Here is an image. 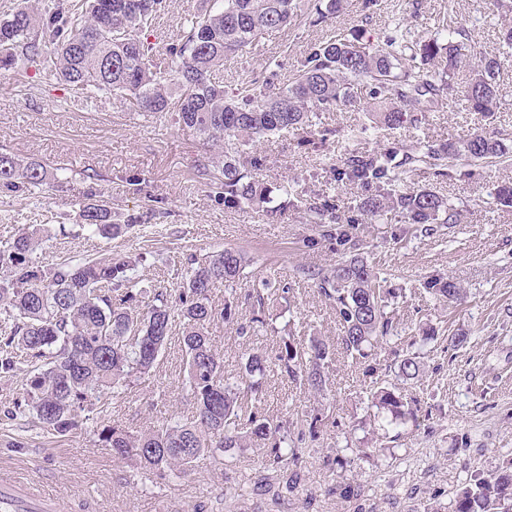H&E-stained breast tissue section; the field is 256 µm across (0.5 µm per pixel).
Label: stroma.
I'll return each mask as SVG.
<instances>
[{
  "label": "stroma",
  "mask_w": 512,
  "mask_h": 512,
  "mask_svg": "<svg viewBox=\"0 0 512 512\" xmlns=\"http://www.w3.org/2000/svg\"><path fill=\"white\" fill-rule=\"evenodd\" d=\"M346 0L324 22L303 14L288 28L231 57L221 73L234 88L244 71L261 70L271 59L287 70L300 67L314 43L336 34L365 31L381 37L393 17H404L418 31L437 27L451 14L478 49L500 57L499 82L506 93L493 118L465 111L456 100L397 129L373 128L364 111L337 109L313 115L311 126L284 131L240 147L242 160L260 158L257 172L273 189L276 217L245 207L218 204L205 181L195 176L207 148L183 129L172 112H130L106 93L77 96L38 64L19 61L0 69V152L56 169L61 186L16 196L0 192V246L21 229L37 224L47 238L34 253L38 265L109 255L133 262V274L147 309L156 291L182 285L190 256L241 250L248 264L235 286L216 283L211 299L239 300L238 316L248 320L245 294L264 286H286L287 294L269 306L266 324L242 345L233 325L215 320L210 334L224 353V374L235 376L246 349L274 357L284 340L303 345L313 338L336 342L342 329L336 312L319 293L318 272L334 266L343 253L324 237L323 225L310 223L304 205L332 200L339 213L357 215L371 188L337 183L333 168L347 150L373 152L388 143L424 149L474 133L512 140V48L499 31L512 12L499 0H420L411 16L408 0ZM196 0H167L149 36L164 56L195 9ZM361 129L348 140L350 129ZM331 130L321 139V130ZM512 182V160L473 164L454 161L447 176L421 166L407 186L428 188L447 198L460 214L458 223L439 224L421 233L401 210H389L372 223L354 224L350 235L360 256L383 288L396 291L389 312L395 329L368 361L337 350L330 385L314 394L268 368L264 395L256 411L287 419L304 430L311 416L321 419L315 437L302 442L304 480L279 489L258 453L234 454L228 464L199 459L191 474L141 477L119 464L93 433L94 419H83L66 436L7 418L22 402L30 363L0 374V474L41 483L57 495L62 512H452L457 493L477 473L488 474L512 458V208L497 204L498 186ZM101 195L113 211L138 216L126 233L113 239L92 235L82 225L79 205L89 193ZM452 278L463 299L439 300L427 293L429 276ZM467 337L463 347L451 335ZM419 356L417 378L398 377L396 354ZM373 374H366V366ZM178 346L161 354L149 376L125 393L102 399L96 410L131 430L164 423H188L195 414L183 383ZM395 387L416 404L404 424L377 418L372 393ZM351 460L345 474L324 466L326 457ZM247 477L251 495L240 505L225 499L234 478ZM351 482L357 497H340V480Z\"/></svg>",
  "instance_id": "stroma-1"
}]
</instances>
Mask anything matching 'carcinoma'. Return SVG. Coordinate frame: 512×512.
Listing matches in <instances>:
<instances>
[{"label": "carcinoma", "instance_id": "1", "mask_svg": "<svg viewBox=\"0 0 512 512\" xmlns=\"http://www.w3.org/2000/svg\"><path fill=\"white\" fill-rule=\"evenodd\" d=\"M297 5L298 0H198L189 24L166 48L165 67L140 34L153 29L166 0H89L86 8L79 2L43 14L20 6L0 20V65L38 61L72 89L110 93L130 111L172 110L204 144L218 148L302 127L316 112L355 107L361 103L362 88L365 109L377 127H401L414 121V113L431 112L449 98L487 116L500 108L501 59L477 56L466 31L449 16L424 35L397 19L377 43L363 32L350 38L340 34L311 46L290 76L271 62L237 87L224 89L216 74L224 60L287 27L298 17ZM474 56L478 61L470 82L455 86V69ZM511 154L512 145L504 140L473 134L429 145L421 155L398 143L374 153L353 149L340 158L335 172L343 184L380 189L395 185L426 160L443 176L447 163L462 157L480 161ZM259 166L255 160L247 169L235 152L226 151L210 155L196 167V176L215 190L216 201L272 216L274 211L267 207L270 190L251 173ZM59 183L46 165L0 153L1 192L29 194ZM390 208L401 210L426 232L433 224L457 220L447 200L427 188L379 193L360 203L370 216ZM306 211L314 224L358 223L336 213V205L328 200L310 203ZM80 216L93 234L104 238L117 237L133 224L130 216L122 224L112 223V209L102 200L81 204ZM41 241L40 226L30 225L0 248V369L9 372L20 356L36 364L25 398L33 423L59 435L76 429L81 413L94 402L122 393L153 369L171 344L178 322L187 373L184 390L195 405L194 421L140 432L117 422L104 424L97 429L101 446L111 449L116 460L132 461L143 473L160 478L190 473L206 453L256 450L285 488L301 481L302 449L296 442L303 441L304 434L293 440L288 424L280 420L255 412L243 416V399L257 400L262 393L268 358L248 354L233 380L224 376L223 353L209 336L215 317L227 323L235 320V301L226 299L218 309L210 292L218 282L240 278L245 254L226 248L190 257L183 286L173 294L156 293L153 304L141 312L132 262L96 258L45 269L32 259ZM318 277L320 292L333 303L342 325L343 348L368 357L371 348L393 332L386 312L389 293L355 255ZM424 288L437 299L461 296V288L448 277H431ZM273 294L270 288L247 294L257 316L237 328L242 343H250L256 326L264 324L261 314ZM333 355L334 347L314 338L305 348L284 342L274 361L288 379L321 393L328 382L324 366ZM419 370L417 356L405 354L399 360V376L412 379ZM373 404L389 425L404 423L409 414L402 395L385 387L374 392ZM454 512H512V460L485 476H474L458 493Z\"/></svg>", "mask_w": 512, "mask_h": 512}]
</instances>
